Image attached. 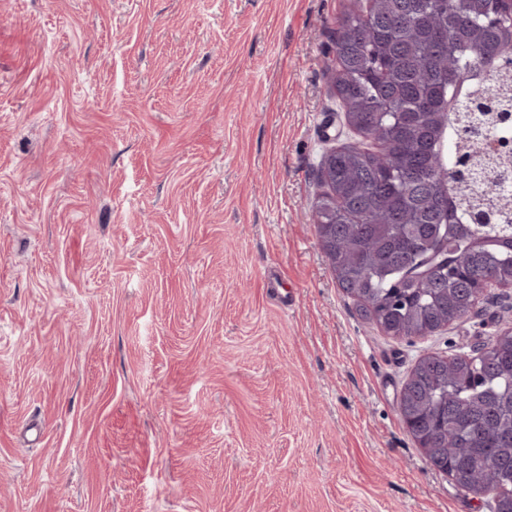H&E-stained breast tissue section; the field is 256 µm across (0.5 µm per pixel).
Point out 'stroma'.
Instances as JSON below:
<instances>
[{"mask_svg":"<svg viewBox=\"0 0 512 512\" xmlns=\"http://www.w3.org/2000/svg\"><path fill=\"white\" fill-rule=\"evenodd\" d=\"M366 0H0V512H491L399 409L512 327L364 319L313 222Z\"/></svg>","mask_w":512,"mask_h":512,"instance_id":"1","label":"stroma"}]
</instances>
